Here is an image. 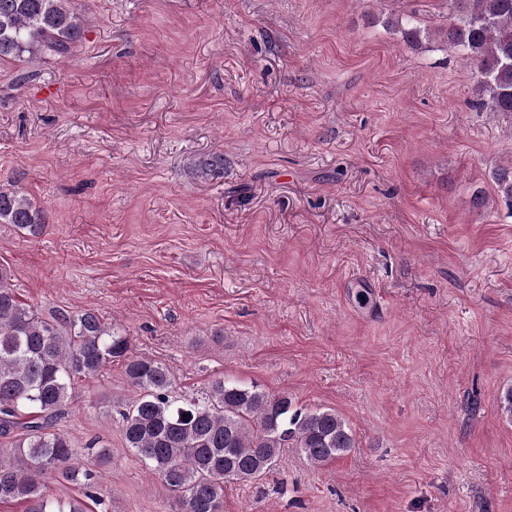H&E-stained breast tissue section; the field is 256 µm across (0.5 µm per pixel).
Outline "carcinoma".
Here are the masks:
<instances>
[{"instance_id": "cac0c4a2", "label": "carcinoma", "mask_w": 512, "mask_h": 512, "mask_svg": "<svg viewBox=\"0 0 512 512\" xmlns=\"http://www.w3.org/2000/svg\"><path fill=\"white\" fill-rule=\"evenodd\" d=\"M86 20L71 0H0V63L66 55L80 44ZM411 45L429 38L414 15L391 22ZM449 50L473 65L472 106L512 113V0H448V25L436 31ZM224 158L198 165L207 178ZM495 195L512 207V160L492 171ZM0 223L39 233L41 214L24 196L0 188ZM0 267V435L21 430L0 448V503L24 512H84L76 501L47 493L41 476L95 486L98 471L76 463L69 439L52 427L73 401V383L114 360L125 365L134 391L118 410L126 447L148 471L178 493L173 512H223L224 485L248 484L272 470L288 442L324 467L349 454L354 436L331 408L305 409L286 394L257 385L214 381L202 399H171L172 379L161 363L130 354L129 336L92 310L48 316L21 302Z\"/></svg>"}]
</instances>
